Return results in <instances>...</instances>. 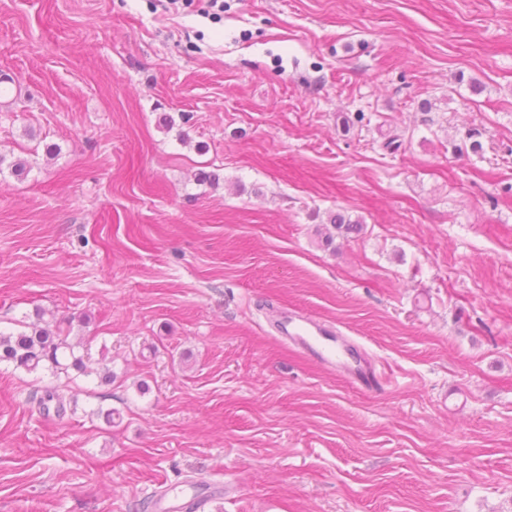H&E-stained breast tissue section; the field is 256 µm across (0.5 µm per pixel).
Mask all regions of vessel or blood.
<instances>
[{"label":"vessel or blood","mask_w":512,"mask_h":512,"mask_svg":"<svg viewBox=\"0 0 512 512\" xmlns=\"http://www.w3.org/2000/svg\"><path fill=\"white\" fill-rule=\"evenodd\" d=\"M277 333L284 341L300 346L322 366L340 368L353 386L366 390L380 388L382 378L373 362L345 336L323 326L319 320L286 313L277 323ZM198 502V497L188 498L168 490L156 497L154 508L156 512H188Z\"/></svg>","instance_id":"1"}]
</instances>
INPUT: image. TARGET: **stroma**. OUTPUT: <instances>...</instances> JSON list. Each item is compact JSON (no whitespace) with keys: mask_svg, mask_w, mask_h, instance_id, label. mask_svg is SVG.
<instances>
[{"mask_svg":"<svg viewBox=\"0 0 512 512\" xmlns=\"http://www.w3.org/2000/svg\"><path fill=\"white\" fill-rule=\"evenodd\" d=\"M201 7L0 0V512H512V0ZM277 333L284 341L300 346L322 366L340 368L353 386L366 390L381 387L382 378L373 362L345 336L323 326L319 320L286 313L278 320ZM345 357L354 360L349 363ZM27 328V331L16 335L0 334V363L7 362L27 372L47 368L67 373L70 367L83 372L86 370L82 358H75L70 365L61 362L60 354L72 348L68 336L36 323ZM197 496H200L198 491L188 499L183 495V492L165 489V492L160 493L156 497L154 509L157 512H184L199 503Z\"/></svg>","mask_w":512,"mask_h":512,"instance_id":"1","label":"stroma"}]
</instances>
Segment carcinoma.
Wrapping results in <instances>:
<instances>
[{"label":"carcinoma","instance_id":"obj_1","mask_svg":"<svg viewBox=\"0 0 512 512\" xmlns=\"http://www.w3.org/2000/svg\"><path fill=\"white\" fill-rule=\"evenodd\" d=\"M69 348L71 345L61 332H54L33 323L28 326V330L16 335L0 334V363L7 362L27 372H35L41 368L57 373H65L71 367L79 371L85 370L81 358L74 359L69 365L61 362L60 354ZM38 406L43 412L52 408L59 415L65 412L63 398L51 389L44 391L38 400Z\"/></svg>","mask_w":512,"mask_h":512}]
</instances>
